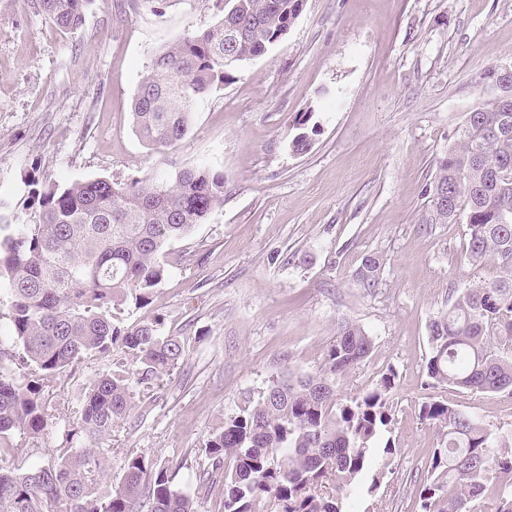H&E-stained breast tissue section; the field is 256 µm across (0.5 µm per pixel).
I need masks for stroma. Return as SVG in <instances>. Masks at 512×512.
I'll use <instances>...</instances> for the list:
<instances>
[{
	"instance_id": "obj_1",
	"label": "stroma",
	"mask_w": 512,
	"mask_h": 512,
	"mask_svg": "<svg viewBox=\"0 0 512 512\" xmlns=\"http://www.w3.org/2000/svg\"><path fill=\"white\" fill-rule=\"evenodd\" d=\"M223 15V0H140L131 12L88 0L82 25L65 31L37 0H0V220L32 219L35 181L222 172L223 206L164 248L167 277L119 317L124 328L161 322L185 354L114 427L113 479L138 455L193 489L204 440L271 380L318 373L352 322L373 349L336 392H366L395 372V452L373 458L343 512H416L441 439L419 416L424 401L512 436V396L432 386L425 371L430 321L453 290L498 272L464 262L466 225L431 223L427 187L483 98L479 74L512 55V0H303L278 42L198 99L182 141L147 145L131 102L155 53ZM302 122L311 147L296 154ZM369 255L382 261L372 288L355 276ZM106 369L91 360L52 382L63 417Z\"/></svg>"
}]
</instances>
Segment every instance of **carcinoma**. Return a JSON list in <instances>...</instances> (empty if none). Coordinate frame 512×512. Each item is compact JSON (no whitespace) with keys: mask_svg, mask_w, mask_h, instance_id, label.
I'll list each match as a JSON object with an SVG mask.
<instances>
[{"mask_svg":"<svg viewBox=\"0 0 512 512\" xmlns=\"http://www.w3.org/2000/svg\"><path fill=\"white\" fill-rule=\"evenodd\" d=\"M87 0H39L60 27L82 24ZM299 0H225L224 17L201 33L162 48L132 102L136 132L172 147L189 132L196 100L224 83L231 53L244 62L298 15ZM432 221L465 224L469 263L492 261L493 280L453 291L448 311L429 323L426 374L432 384L467 393L512 395V86L466 113L457 141L438 159L429 184ZM448 207L440 210V193ZM34 220L0 238V279L11 296L10 348L0 357V512H197L196 497L173 484L164 466L123 460L112 486V429L131 414L137 388L171 372L184 356L162 323L122 328L114 311L149 302L167 276L159 254L224 204V174L181 168L129 183L105 178L44 188L32 181ZM380 259L365 258L369 287ZM372 337L340 326L324 368L286 383L224 421L196 455L197 489L221 491L224 512H341L340 496L366 469L372 443L392 422L395 373L367 392L336 398V379L370 355ZM121 349L126 359L82 388L75 425L55 456L25 465L16 438L47 434L57 408L45 381L72 376L92 358ZM420 418L442 431L419 512H512V442L442 401H426Z\"/></svg>","mask_w":512,"mask_h":512,"instance_id":"1","label":"carcinoma"}]
</instances>
